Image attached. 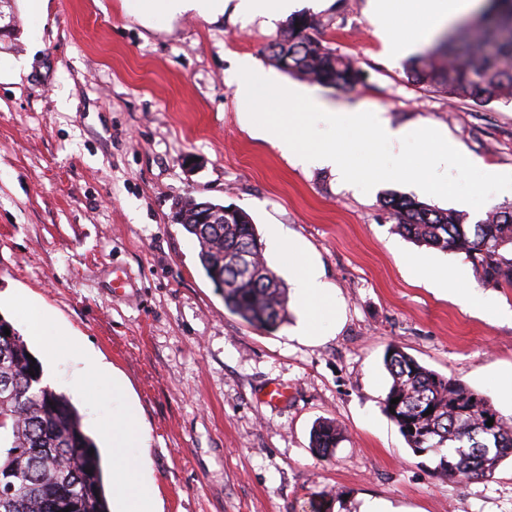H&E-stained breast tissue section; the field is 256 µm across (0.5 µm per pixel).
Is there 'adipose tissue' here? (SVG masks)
<instances>
[{"label": "adipose tissue", "mask_w": 512, "mask_h": 512, "mask_svg": "<svg viewBox=\"0 0 512 512\" xmlns=\"http://www.w3.org/2000/svg\"><path fill=\"white\" fill-rule=\"evenodd\" d=\"M157 8L171 15L188 11L201 16L222 13L227 6L251 17L273 20L288 12L293 0H154ZM471 0H403L405 12L421 16L423 25L415 31L398 33L389 9L388 0H373L372 18L377 32L386 46L394 52L406 54L440 26L466 12ZM269 241L273 249H287L288 273L299 307V320L293 330L294 336L302 341L323 337L326 325L336 322V294L327 288L322 273L311 259L307 250L297 241H285L279 229H271ZM84 371L81 377L71 380L75 392L84 387L103 384L112 389V397L124 401L123 412L113 419L111 426L102 433L112 451V483L116 500L115 512H158L159 491L148 471V455L127 458V448L142 449L148 439L147 428L133 404L127 403V384L120 376H113L99 365L93 355L82 353Z\"/></svg>", "instance_id": "adipose-tissue-1"}]
</instances>
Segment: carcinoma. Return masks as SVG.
Here are the masks:
<instances>
[{
	"label": "carcinoma",
	"instance_id": "carcinoma-1",
	"mask_svg": "<svg viewBox=\"0 0 512 512\" xmlns=\"http://www.w3.org/2000/svg\"><path fill=\"white\" fill-rule=\"evenodd\" d=\"M316 27L317 21L305 14L291 18L269 46L271 58L278 65L288 59L289 73L324 86L347 90L362 83V70L315 38ZM407 75L422 89L475 104H512V0H484L474 28L449 32L409 63ZM199 205L194 198L183 199L180 224L197 240L201 266L222 287L225 308L257 328L284 323L286 288L268 267L251 216L228 205L219 231L204 236L197 232ZM383 208L398 233L465 256L487 286L512 288V206H494L474 224L397 192L387 194ZM246 246L253 251L252 272L242 276L233 271L232 260ZM387 351L384 365L391 383L383 411L413 453L433 454L434 471L450 480L493 478L512 457V416H503L488 396L426 368L400 347L391 345ZM29 353L12 323L0 316V512H61L67 507L70 512H110L97 446L66 396L42 383L43 371L36 370L40 363ZM394 398L399 399L395 405ZM491 418L493 425H486ZM344 440L334 421L321 419L312 429L311 448L328 461Z\"/></svg>",
	"mask_w": 512,
	"mask_h": 512
}]
</instances>
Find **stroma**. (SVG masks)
<instances>
[{
	"label": "stroma",
	"mask_w": 512,
	"mask_h": 512,
	"mask_svg": "<svg viewBox=\"0 0 512 512\" xmlns=\"http://www.w3.org/2000/svg\"><path fill=\"white\" fill-rule=\"evenodd\" d=\"M316 38L352 59V90L279 71L267 47L287 20L169 17L139 0H48L43 16L15 5L0 40V294L25 293L71 335L43 381L70 397L95 440L112 394L85 400L67 381L77 350L117 369L149 432L161 512H359L378 498L404 512H512V463L493 479L434 474L384 414L387 346L487 394L504 416L512 372V290L481 283L463 256L397 233L381 203L399 192L484 218L485 209L384 182L370 192L325 167L283 155L243 124L237 63L256 60L285 84L380 113L392 129L431 127L480 170H512V105L484 107L424 91L370 22V0H298ZM233 204L259 232L280 225L306 243L336 292L339 322L318 344L288 320L265 331L224 306L198 245L174 218L177 200ZM426 264L499 306L480 316L433 288ZM288 397L267 402V387ZM347 439L331 461L310 448L316 421Z\"/></svg>",
	"instance_id": "1"
}]
</instances>
